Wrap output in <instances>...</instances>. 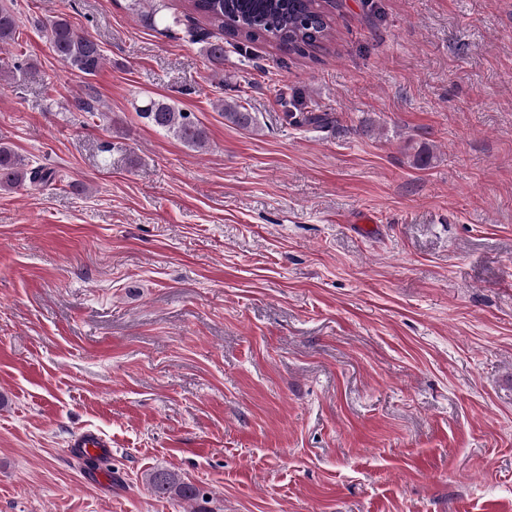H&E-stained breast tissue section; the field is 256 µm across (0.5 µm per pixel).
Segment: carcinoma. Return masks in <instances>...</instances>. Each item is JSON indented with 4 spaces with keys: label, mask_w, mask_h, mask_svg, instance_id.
<instances>
[{
    "label": "carcinoma",
    "mask_w": 512,
    "mask_h": 512,
    "mask_svg": "<svg viewBox=\"0 0 512 512\" xmlns=\"http://www.w3.org/2000/svg\"><path fill=\"white\" fill-rule=\"evenodd\" d=\"M155 5L146 15L153 28L166 33L181 23L178 16L167 17L164 0H153ZM186 20L204 23L247 46L261 38H269L290 54L316 57L328 50L335 38L331 16L319 0H185ZM19 25L15 13L0 6V53L6 44L15 41ZM40 28L54 54L68 68L86 76H94L104 65L101 46L89 35L79 31L64 14L50 15L40 21ZM194 41L204 43L202 48L209 68L216 74L224 71V42L209 40L208 34L190 29ZM38 76L37 67L28 63L14 64L5 69L0 66V80L7 78L33 79ZM216 108L224 118L241 128H249L254 119L247 109L235 102L219 99ZM145 122L163 131L192 149L206 147L207 135L203 127L175 105L164 100L150 98L136 107ZM285 118L295 125H307L325 129L333 123L327 112H294L287 110ZM55 179V172L42 166L29 164L12 148L0 143V189H17L24 186L47 184ZM146 483L158 497L176 496L192 500L195 488L182 481L179 475L168 469H156L146 474Z\"/></svg>",
    "instance_id": "carcinoma-1"
}]
</instances>
